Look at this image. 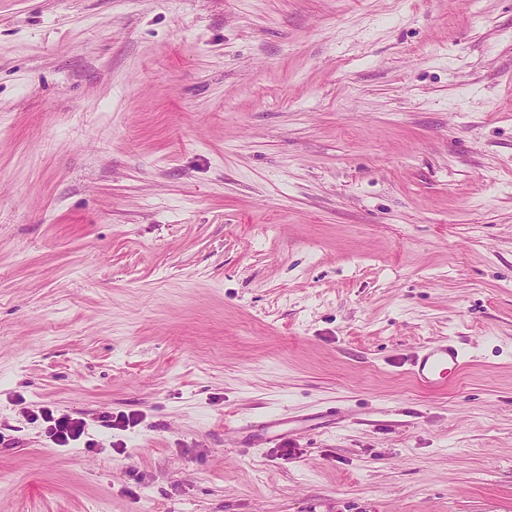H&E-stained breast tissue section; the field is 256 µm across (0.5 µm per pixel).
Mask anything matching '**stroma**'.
<instances>
[{
	"label": "stroma",
	"mask_w": 512,
	"mask_h": 512,
	"mask_svg": "<svg viewBox=\"0 0 512 512\" xmlns=\"http://www.w3.org/2000/svg\"><path fill=\"white\" fill-rule=\"evenodd\" d=\"M0 512H512V0H0ZM466 364L462 350L453 341L442 340L422 347L411 361V375L420 386L439 389L449 384ZM49 420L53 424L50 431L55 443L61 447H67L72 442L79 441L85 435V421L81 418H71L68 415L54 418L49 413ZM295 417H288V414H282L279 417L263 420L260 422L246 421L239 425H233L237 429L247 431H261L266 434L269 439L278 437L283 434L284 431L289 429V424L295 421Z\"/></svg>",
	"instance_id": "35a3bbf8"
}]
</instances>
